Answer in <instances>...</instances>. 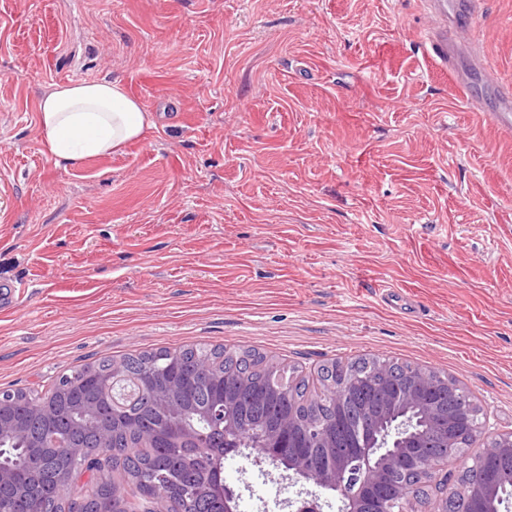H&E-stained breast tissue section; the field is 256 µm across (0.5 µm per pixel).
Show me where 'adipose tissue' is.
<instances>
[{
	"label": "adipose tissue",
	"instance_id": "1",
	"mask_svg": "<svg viewBox=\"0 0 512 512\" xmlns=\"http://www.w3.org/2000/svg\"><path fill=\"white\" fill-rule=\"evenodd\" d=\"M151 123L139 101L112 81L56 84L38 103L40 142L58 164L124 150Z\"/></svg>",
	"mask_w": 512,
	"mask_h": 512
}]
</instances>
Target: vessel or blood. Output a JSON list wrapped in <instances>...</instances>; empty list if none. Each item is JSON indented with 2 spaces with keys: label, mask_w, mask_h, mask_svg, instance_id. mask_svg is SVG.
Masks as SVG:
<instances>
[{
  "label": "vessel or blood",
  "mask_w": 512,
  "mask_h": 512,
  "mask_svg": "<svg viewBox=\"0 0 512 512\" xmlns=\"http://www.w3.org/2000/svg\"><path fill=\"white\" fill-rule=\"evenodd\" d=\"M436 17L424 39L426 54L448 72L473 111L501 132H512V86L486 58L474 54L477 33L470 22L479 0H423Z\"/></svg>",
  "instance_id": "vessel-or-blood-1"
}]
</instances>
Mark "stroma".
<instances>
[{"mask_svg":"<svg viewBox=\"0 0 512 512\" xmlns=\"http://www.w3.org/2000/svg\"><path fill=\"white\" fill-rule=\"evenodd\" d=\"M512 83V0H483ZM420 0H0V390L102 358L250 347L315 378L360 355L448 374L512 430V137L426 59ZM123 84L154 126L55 164L51 85ZM307 483L227 456L260 484Z\"/></svg>","mask_w":512,"mask_h":512,"instance_id":"35a3bbf8","label":"stroma"}]
</instances>
